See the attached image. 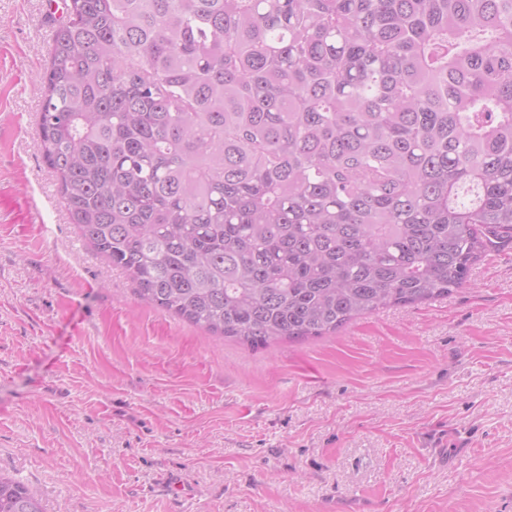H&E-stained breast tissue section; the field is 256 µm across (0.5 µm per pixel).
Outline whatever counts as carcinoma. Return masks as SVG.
<instances>
[{
  "mask_svg": "<svg viewBox=\"0 0 512 512\" xmlns=\"http://www.w3.org/2000/svg\"><path fill=\"white\" fill-rule=\"evenodd\" d=\"M39 132L138 296L252 348L512 242V0H69ZM0 512H42L0 476Z\"/></svg>",
  "mask_w": 512,
  "mask_h": 512,
  "instance_id": "1",
  "label": "carcinoma"
}]
</instances>
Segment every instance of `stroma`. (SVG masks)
<instances>
[{"mask_svg":"<svg viewBox=\"0 0 512 512\" xmlns=\"http://www.w3.org/2000/svg\"><path fill=\"white\" fill-rule=\"evenodd\" d=\"M49 13L0 0V473L43 512H512V245L257 349L142 302L43 159Z\"/></svg>","mask_w":512,"mask_h":512,"instance_id":"1","label":"stroma"}]
</instances>
